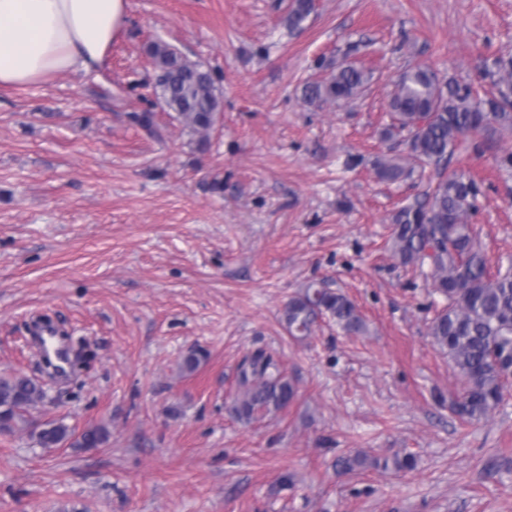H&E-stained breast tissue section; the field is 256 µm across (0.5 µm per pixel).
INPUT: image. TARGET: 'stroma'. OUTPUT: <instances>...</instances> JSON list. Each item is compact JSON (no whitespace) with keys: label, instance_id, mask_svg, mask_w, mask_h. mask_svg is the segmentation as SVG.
<instances>
[{"label":"stroma","instance_id":"obj_1","mask_svg":"<svg viewBox=\"0 0 512 512\" xmlns=\"http://www.w3.org/2000/svg\"><path fill=\"white\" fill-rule=\"evenodd\" d=\"M288 6L127 0L102 66L0 89V376L43 385L29 419L109 433L90 449L0 433V512H512V392L487 420L455 413L464 380L429 334L443 302L392 250L393 215L426 184L374 170L406 153L405 134L381 136L399 74L488 85L512 57V0H315L299 31ZM155 41L216 72L205 140L159 108ZM347 63L369 76L354 101L304 100ZM508 152L512 130L480 133L448 165L479 187L494 270L512 267ZM313 283L346 294L366 332L324 318L292 338L284 307ZM41 322L75 355L64 375L36 350ZM259 350L296 396L245 424L238 367ZM356 451L418 465L338 471Z\"/></svg>","mask_w":512,"mask_h":512}]
</instances>
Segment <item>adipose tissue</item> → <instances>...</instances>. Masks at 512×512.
Masks as SVG:
<instances>
[{"label": "adipose tissue", "mask_w": 512, "mask_h": 512, "mask_svg": "<svg viewBox=\"0 0 512 512\" xmlns=\"http://www.w3.org/2000/svg\"><path fill=\"white\" fill-rule=\"evenodd\" d=\"M127 0H0V87L101 64Z\"/></svg>", "instance_id": "adipose-tissue-1"}]
</instances>
